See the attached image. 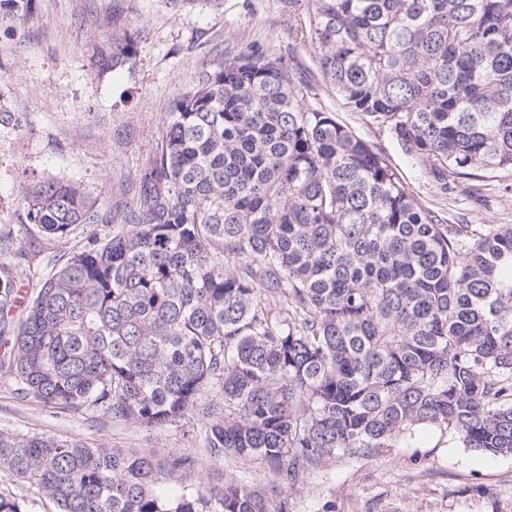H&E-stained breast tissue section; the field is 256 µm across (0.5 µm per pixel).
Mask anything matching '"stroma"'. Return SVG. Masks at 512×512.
Listing matches in <instances>:
<instances>
[{
    "instance_id": "obj_1",
    "label": "stroma",
    "mask_w": 512,
    "mask_h": 512,
    "mask_svg": "<svg viewBox=\"0 0 512 512\" xmlns=\"http://www.w3.org/2000/svg\"><path fill=\"white\" fill-rule=\"evenodd\" d=\"M314 25L308 0H37L30 19L0 18V110L14 119L0 126V229L14 244L0 252V263L17 272L21 304L13 320L24 318L41 279L92 233L75 227L28 267L13 250L41 241L42 233L24 221L23 190L41 178L73 180L112 209L122 201L120 178L134 174L153 150L167 104L242 53L282 59L295 83L308 85V104L380 148L416 201L446 223L512 225V172L437 182L387 128L351 111L325 86L312 41L295 34ZM124 31L136 37L135 65L99 73L96 45ZM202 425L198 414L186 425L153 429L104 423L89 411L55 416L17 399L0 374V430L150 451L160 459L190 452L203 458L192 483L233 477L253 488L271 485L260 461L204 459L202 443L188 435ZM288 497L293 512H512V456L482 455L435 431L372 458L331 459Z\"/></svg>"
}]
</instances>
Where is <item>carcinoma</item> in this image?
Wrapping results in <instances>:
<instances>
[{"label": "carcinoma", "instance_id": "cac0c4a2", "mask_svg": "<svg viewBox=\"0 0 512 512\" xmlns=\"http://www.w3.org/2000/svg\"><path fill=\"white\" fill-rule=\"evenodd\" d=\"M319 72L437 178L512 171V0H309ZM33 0H0L25 19ZM111 34L103 71L131 62ZM278 58L243 54L166 107L152 153L105 213L81 184L22 196L52 243L104 224L40 283L0 371L21 400L142 428L205 419L204 451L261 460L159 490L157 460L0 431V472L54 512H290L335 457L426 430L512 456V225L446 224L385 155L306 104ZM17 302L0 264V324ZM0 512H27L0 491Z\"/></svg>", "mask_w": 512, "mask_h": 512}]
</instances>
